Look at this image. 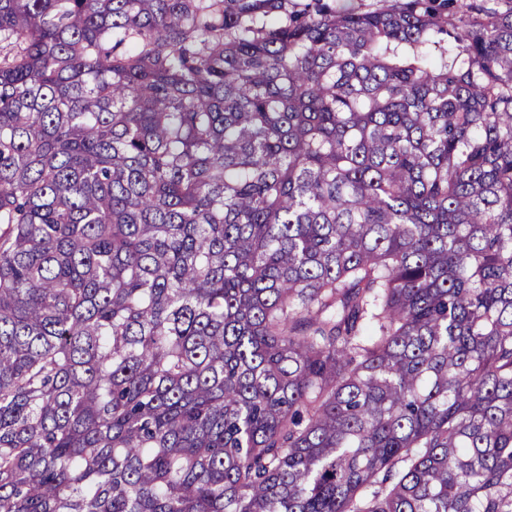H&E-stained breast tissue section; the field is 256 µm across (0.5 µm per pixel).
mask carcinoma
Instances as JSON below:
<instances>
[{"label": "carcinoma", "mask_w": 512, "mask_h": 512, "mask_svg": "<svg viewBox=\"0 0 512 512\" xmlns=\"http://www.w3.org/2000/svg\"><path fill=\"white\" fill-rule=\"evenodd\" d=\"M0 512H512V9L0 0Z\"/></svg>", "instance_id": "carcinoma-1"}]
</instances>
